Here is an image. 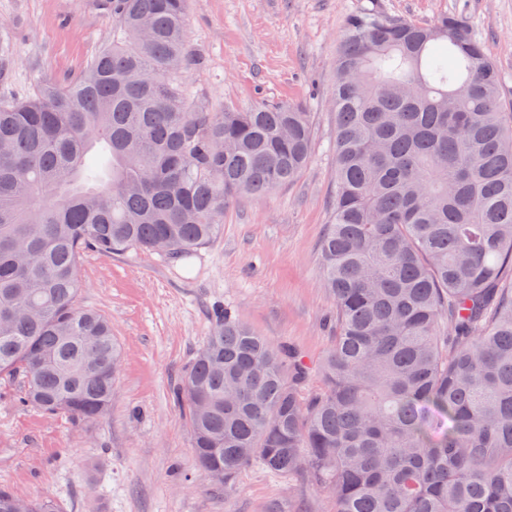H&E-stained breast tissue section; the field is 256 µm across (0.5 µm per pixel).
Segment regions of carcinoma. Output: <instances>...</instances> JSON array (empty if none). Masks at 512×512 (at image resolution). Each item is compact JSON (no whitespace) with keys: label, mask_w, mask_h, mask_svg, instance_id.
Returning <instances> with one entry per match:
<instances>
[{"label":"carcinoma","mask_w":512,"mask_h":512,"mask_svg":"<svg viewBox=\"0 0 512 512\" xmlns=\"http://www.w3.org/2000/svg\"><path fill=\"white\" fill-rule=\"evenodd\" d=\"M189 0H112V42L65 84L0 96V378L78 424L122 354L81 307L79 261L198 249L224 208L293 182L311 113L192 104ZM336 192L322 238L335 335L307 393L291 352L228 311L176 400L229 493L250 463L306 475L336 512H512V102L456 16L367 9L336 55ZM0 512H63L0 487Z\"/></svg>","instance_id":"1"}]
</instances>
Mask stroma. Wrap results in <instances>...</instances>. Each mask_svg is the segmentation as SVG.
Here are the masks:
<instances>
[{"label": "stroma", "mask_w": 512, "mask_h": 512, "mask_svg": "<svg viewBox=\"0 0 512 512\" xmlns=\"http://www.w3.org/2000/svg\"><path fill=\"white\" fill-rule=\"evenodd\" d=\"M367 7L419 23L463 17L512 101V0H191L195 96L218 111L303 105L313 121L309 162L287 186L230 204L216 239L180 260L83 254L79 303L111 320L124 354L112 404L81 426L22 406L18 382L1 379L0 486L53 497L65 512H335L306 477L255 464L224 492L197 465L173 391L218 306L288 346L309 385L319 383L335 308L320 243L336 187V49L345 20ZM111 38V0H0V56L12 62L0 94L22 98L38 83L74 80Z\"/></svg>", "instance_id": "1"}]
</instances>
